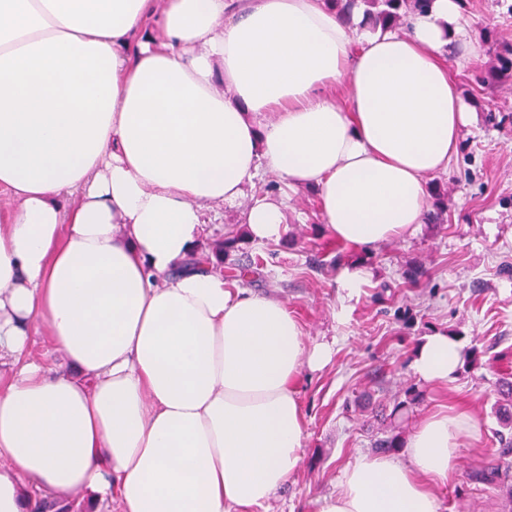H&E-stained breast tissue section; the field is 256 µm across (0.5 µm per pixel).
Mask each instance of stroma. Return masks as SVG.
Returning <instances> with one entry per match:
<instances>
[{
	"instance_id": "35a3bbf8",
	"label": "stroma",
	"mask_w": 512,
	"mask_h": 512,
	"mask_svg": "<svg viewBox=\"0 0 512 512\" xmlns=\"http://www.w3.org/2000/svg\"><path fill=\"white\" fill-rule=\"evenodd\" d=\"M476 38L492 31L512 42V0H465ZM498 62L491 47L480 57L450 60L476 121L465 127L447 172L432 182L448 191L439 224L365 250V264L339 265L337 253L313 235L321 215L315 190H287L261 166L257 188L274 183L287 194L286 231L271 243H250L239 258L262 257L251 290L274 293L300 321L308 344L328 343L331 361L302 370L297 383L306 440L298 471L268 503V512H317L322 497L339 491L341 470L388 430L410 435L433 410L467 409L478 423L464 437L459 464L439 489L440 512H512L499 487L468 480L492 458L499 423L498 382L512 373V72L485 84ZM422 262L428 278L408 287L404 271ZM459 336L483 351V365L459 369L448 385L422 382L411 363L423 337ZM419 402L394 413L408 387Z\"/></svg>"
}]
</instances>
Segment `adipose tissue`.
Instances as JSON below:
<instances>
[{
    "mask_svg": "<svg viewBox=\"0 0 512 512\" xmlns=\"http://www.w3.org/2000/svg\"><path fill=\"white\" fill-rule=\"evenodd\" d=\"M481 53L463 0L405 32L332 0H0V512H264L302 458L296 380L332 349L184 265L263 164L317 189L338 241L410 234L473 119L448 60ZM285 209L256 199L250 239H280ZM461 359L436 333L412 368L445 383ZM475 428L430 414L318 512H439Z\"/></svg>",
    "mask_w": 512,
    "mask_h": 512,
    "instance_id": "ef3b65f1",
    "label": "adipose tissue"
}]
</instances>
